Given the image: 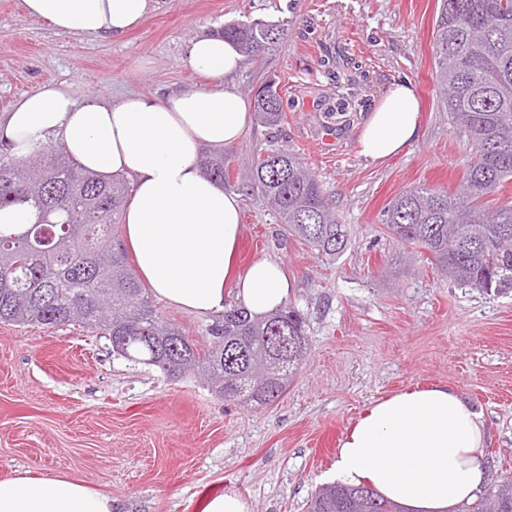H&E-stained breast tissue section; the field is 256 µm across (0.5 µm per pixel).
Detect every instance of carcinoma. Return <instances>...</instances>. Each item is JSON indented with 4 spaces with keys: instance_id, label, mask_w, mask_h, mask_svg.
Wrapping results in <instances>:
<instances>
[{
    "instance_id": "carcinoma-1",
    "label": "carcinoma",
    "mask_w": 512,
    "mask_h": 512,
    "mask_svg": "<svg viewBox=\"0 0 512 512\" xmlns=\"http://www.w3.org/2000/svg\"><path fill=\"white\" fill-rule=\"evenodd\" d=\"M241 53L259 60L284 36L262 22L221 29ZM434 59L448 119L470 138L472 158L450 192L413 189L384 210L390 234L422 246L436 269L465 288L487 294L512 291V201L494 196L512 180V0H440L433 27ZM260 123L283 120L282 99L268 84L254 93ZM201 165L225 179L224 155ZM254 189L285 232L311 249L336 256L348 243L317 176L293 152L275 149L258 158ZM127 188L78 169L51 145L22 162L0 160V211L34 210L31 224L0 223V323L55 329L80 322L93 326L117 355L154 366L170 378L198 373L227 402H277L297 375L309 349L305 319L292 306L254 319L241 306L206 328L202 351L154 308L127 253L113 244L114 218ZM288 336L280 351L269 340L274 328ZM307 512H402L373 488L340 482L323 485ZM465 512H512V476L466 506Z\"/></svg>"
}]
</instances>
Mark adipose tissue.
<instances>
[{
  "mask_svg": "<svg viewBox=\"0 0 512 512\" xmlns=\"http://www.w3.org/2000/svg\"><path fill=\"white\" fill-rule=\"evenodd\" d=\"M30 17L63 33L119 39L147 16L150 0H23ZM241 54L221 34L191 40L188 63L210 78L162 97L78 102L63 82L44 84L0 114V147L23 158L56 143L81 168L130 185L122 243L155 298L209 316L228 299L261 317L293 290L282 265L254 261L238 272L242 200L207 176L202 147L238 145L249 105L233 77ZM419 106L410 82L393 83L359 136V152L381 161L416 138ZM481 412L445 385L413 389L371 405L342 441L334 478L366 484L407 512H449L488 480ZM0 512H117L111 496L65 478L0 479Z\"/></svg>",
  "mask_w": 512,
  "mask_h": 512,
  "instance_id": "obj_1",
  "label": "adipose tissue"
}]
</instances>
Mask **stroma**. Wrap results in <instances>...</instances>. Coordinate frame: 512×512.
<instances>
[{
  "instance_id": "obj_1",
  "label": "stroma",
  "mask_w": 512,
  "mask_h": 512,
  "mask_svg": "<svg viewBox=\"0 0 512 512\" xmlns=\"http://www.w3.org/2000/svg\"><path fill=\"white\" fill-rule=\"evenodd\" d=\"M439 0H153L125 37L94 39L0 0V113L50 81L79 101H121L206 85L188 65L197 35L237 21H282L286 36L234 78L245 99L275 81L283 122L251 121L226 149L227 189L243 232L237 269L278 261L294 282L311 350L265 407L224 402L198 377L168 380L113 353L100 331L0 323V479L29 473L85 482L120 512H202L232 490L249 512H306L337 450L374 402L447 385L483 414L489 483L512 475V293L454 285L427 252L392 239L383 210L405 191L452 189L469 160L436 81ZM409 79L421 107L417 139L381 163L358 152L363 123L393 82ZM297 153L348 231L327 257L282 228L251 190L258 156Z\"/></svg>"
}]
</instances>
